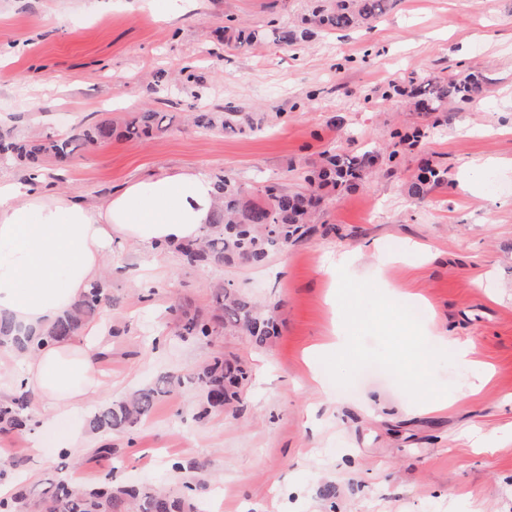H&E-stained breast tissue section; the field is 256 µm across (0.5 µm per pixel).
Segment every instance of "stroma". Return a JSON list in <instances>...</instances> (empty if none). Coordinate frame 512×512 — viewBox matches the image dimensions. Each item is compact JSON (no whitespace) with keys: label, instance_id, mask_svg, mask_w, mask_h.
I'll return each instance as SVG.
<instances>
[{"label":"stroma","instance_id":"35a3bbf8","mask_svg":"<svg viewBox=\"0 0 512 512\" xmlns=\"http://www.w3.org/2000/svg\"><path fill=\"white\" fill-rule=\"evenodd\" d=\"M274 0H0V126L18 137L63 134L144 107L166 132L81 150L66 168L45 164L46 191L97 201L162 168L231 174L254 200L266 181L303 186L323 151H385L394 130L428 128L422 145L352 191L328 194L314 232L260 266L184 264L131 244L109 259L112 324L100 362L106 388L90 408L161 376L192 375L215 353L250 377L237 407L199 423L187 386L158 402L131 433H116V460L88 461L45 443L30 460L32 430L0 441V467L36 486L66 476L88 484L107 472L134 486L206 483L211 512H512V0H397L369 33L315 34L302 46L232 50L214 35L231 15L282 25L304 11ZM166 70L178 87L156 86ZM481 72L476 103L431 126L390 82ZM263 114L260 130L202 131L186 115L225 101ZM448 169L421 200L408 175L421 160ZM476 170H467L469 162ZM472 180L473 192L459 188ZM234 282L274 308L279 334L211 341L177 334L171 308L209 315L210 284ZM348 292L360 315L347 342L320 364L332 330L329 290ZM472 342L460 358L430 355L417 370L448 407L427 412L416 390L362 378L365 364L396 369L436 329ZM181 469H174V462Z\"/></svg>","mask_w":512,"mask_h":512}]
</instances>
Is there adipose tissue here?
Segmentation results:
<instances>
[{
  "label": "adipose tissue",
  "instance_id": "adipose-tissue-1",
  "mask_svg": "<svg viewBox=\"0 0 512 512\" xmlns=\"http://www.w3.org/2000/svg\"><path fill=\"white\" fill-rule=\"evenodd\" d=\"M215 188L192 169H162L87 202L46 193L40 178H0V314L36 331L52 325L105 272L115 247L150 255L196 240L213 217ZM97 329L25 353L0 348V401L22 391L63 451L85 448L75 422L101 385Z\"/></svg>",
  "mask_w": 512,
  "mask_h": 512
}]
</instances>
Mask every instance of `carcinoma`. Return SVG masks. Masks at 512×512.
<instances>
[{"instance_id": "obj_1", "label": "carcinoma", "mask_w": 512, "mask_h": 512, "mask_svg": "<svg viewBox=\"0 0 512 512\" xmlns=\"http://www.w3.org/2000/svg\"><path fill=\"white\" fill-rule=\"evenodd\" d=\"M307 12L298 25H283L271 30L243 25L228 16L216 37L224 46H254L272 40L288 49L296 47L314 35V31L336 32L371 28L397 0H309ZM483 77L478 72L422 80L410 77L407 83H391L385 97H402L416 112L433 115V123L444 121V112L450 104L475 101L482 90ZM196 128L222 132L251 131L261 121L253 113L233 105L222 112L198 110L192 113ZM166 131L163 118L154 110L129 113L121 125L110 120L89 126H76L62 135H36L26 140L17 139L11 128H0V163L21 164L28 169H39L44 162L67 166L76 151L87 145L112 140L114 135L139 140L152 133ZM427 137L422 129L397 130L385 154L364 152L347 158L333 149L323 152V161L309 174L307 187L286 190L277 183L264 186V201L257 203L249 192L228 174L216 175L218 204L212 223L206 225L200 237L176 248L189 265L204 263L214 266L250 265L266 263L275 252L307 237L313 230V221L324 205L321 190L333 187L347 191L365 182L373 173L391 170L399 165L403 147L415 149ZM448 183V170L428 163L418 167L409 180L412 196L422 199L429 188ZM214 314L210 318L184 315L180 318L179 335L196 340H207L224 330L250 337L258 345L266 344L276 333V318L261 306L239 294L231 282L210 288ZM112 296L103 284L96 283L77 301L72 310L47 329L33 334L17 327L13 321L0 315V346L29 350L46 340L65 339L80 335L82 329ZM247 371L237 363L215 357L199 367L193 377L168 374L162 383L141 388L128 397L99 407L88 420L90 430L110 435L114 431H131L148 418L156 404L165 396L187 384L199 389L202 402L196 418L204 420L211 414L239 401L240 391L247 380ZM31 397L22 392L15 398L0 403V434H8L28 425ZM200 485L186 481L178 491H162L150 486L137 488L114 487L112 478L99 487H88L78 481L60 480L42 489L25 485L17 488L9 499H0V512H199L197 506Z\"/></svg>"}]
</instances>
